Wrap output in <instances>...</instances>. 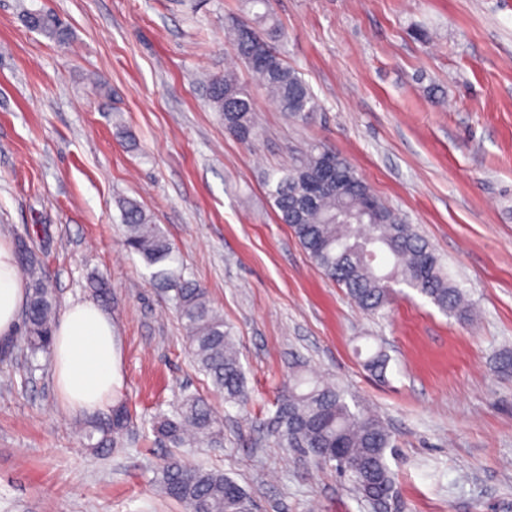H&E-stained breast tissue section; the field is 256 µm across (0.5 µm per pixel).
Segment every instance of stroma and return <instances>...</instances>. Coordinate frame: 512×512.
Segmentation results:
<instances>
[{
    "label": "stroma",
    "instance_id": "35a3bbf8",
    "mask_svg": "<svg viewBox=\"0 0 512 512\" xmlns=\"http://www.w3.org/2000/svg\"><path fill=\"white\" fill-rule=\"evenodd\" d=\"M279 50L317 96L306 122L258 87L244 143L201 74L237 69L224 41L243 0H0V237L30 238L59 307L102 278L133 432L99 456L83 432L109 411L59 406L50 359L0 343V512H186L156 482L170 456L223 470L256 512H374L334 469L277 446L263 423L295 362L390 430L395 512H512V0H274ZM54 12L65 43L28 29ZM132 134L123 140L113 121ZM324 144L416 225L473 304L446 315L396 298L364 313L280 223L263 181ZM134 198L234 331L246 408L198 371L171 301L124 245ZM385 376L365 367L376 350ZM200 392L224 443L174 449L151 420Z\"/></svg>",
    "mask_w": 512,
    "mask_h": 512
}]
</instances>
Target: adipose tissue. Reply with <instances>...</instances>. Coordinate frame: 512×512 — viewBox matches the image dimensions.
Listing matches in <instances>:
<instances>
[{"label":"adipose tissue","instance_id":"obj_1","mask_svg":"<svg viewBox=\"0 0 512 512\" xmlns=\"http://www.w3.org/2000/svg\"><path fill=\"white\" fill-rule=\"evenodd\" d=\"M25 300L14 248L0 240V338L14 335ZM118 361L110 315L93 302L69 304L52 345V377L61 408L90 416L111 404L121 384Z\"/></svg>","mask_w":512,"mask_h":512}]
</instances>
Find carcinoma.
I'll return each mask as SVG.
<instances>
[{"instance_id": "obj_1", "label": "carcinoma", "mask_w": 512, "mask_h": 512, "mask_svg": "<svg viewBox=\"0 0 512 512\" xmlns=\"http://www.w3.org/2000/svg\"><path fill=\"white\" fill-rule=\"evenodd\" d=\"M250 4L263 6L264 12L248 21L227 20L225 40L281 112L292 119L310 118L319 111V101L277 50L283 33L272 17L270 0H250ZM25 21L51 39L60 41L67 35V28L54 14L29 12ZM206 92L225 129L243 142L257 138L254 100L235 73L211 76ZM328 158L336 163V176L329 186L321 181ZM265 186L279 221L289 226L324 275L346 288L367 314L384 315L393 286L400 284L445 314L463 309L462 292L448 280L429 244L413 225L386 207L351 163L336 152L309 145L288 167L267 173ZM121 211L125 246L155 268L153 280L175 292L176 311L198 370L224 393L225 402L243 404L245 374L223 313L205 289L183 279L174 244L140 203L125 199ZM16 250L19 269L31 286L20 344L32 354L47 353L53 340L56 295L43 277L41 261L30 242L16 239ZM135 419L125 402H117L109 423L87 432L89 440L101 434L90 447L100 453L108 451ZM152 427L173 448L218 443L223 435L220 422L198 393L183 395L175 412L156 417ZM266 432L276 443L298 449L314 463L333 467L376 512H383L396 498L395 477L387 463L393 440L383 422L358 405L350 406L338 387L308 377L302 366L292 368L282 384ZM157 480L188 512L253 509L251 497L234 479L219 470L188 467L176 456L164 463Z\"/></svg>"}]
</instances>
